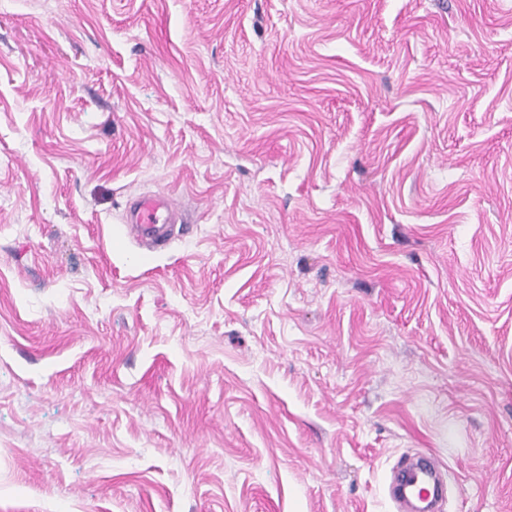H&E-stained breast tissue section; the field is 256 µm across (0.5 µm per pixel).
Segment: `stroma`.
<instances>
[{"instance_id": "obj_1", "label": "stroma", "mask_w": 512, "mask_h": 512, "mask_svg": "<svg viewBox=\"0 0 512 512\" xmlns=\"http://www.w3.org/2000/svg\"><path fill=\"white\" fill-rule=\"evenodd\" d=\"M422 454L512 512V0H0V512H398ZM125 228L146 250L166 245L174 224H181L179 208L162 195L145 194L135 198L125 209Z\"/></svg>"}]
</instances>
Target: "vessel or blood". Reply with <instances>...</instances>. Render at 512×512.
<instances>
[{
  "label": "vessel or blood",
  "instance_id": "1",
  "mask_svg": "<svg viewBox=\"0 0 512 512\" xmlns=\"http://www.w3.org/2000/svg\"><path fill=\"white\" fill-rule=\"evenodd\" d=\"M181 215L177 206L162 195L145 194L125 209V228L146 250L166 245ZM390 499L396 505L418 503L421 512H438L442 498V473L437 463L410 467L391 486Z\"/></svg>",
  "mask_w": 512,
  "mask_h": 512
}]
</instances>
